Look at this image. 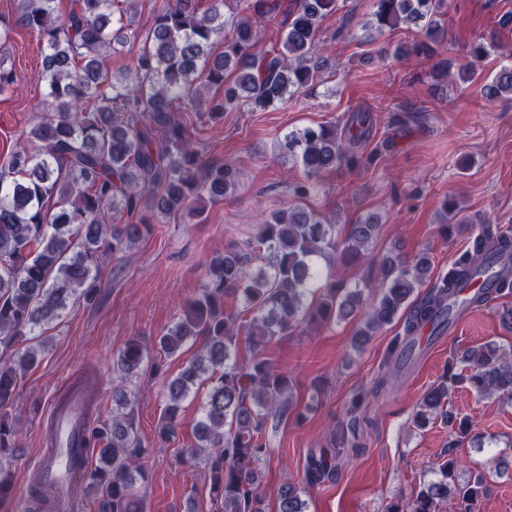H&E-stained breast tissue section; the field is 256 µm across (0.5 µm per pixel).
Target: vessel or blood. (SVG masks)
<instances>
[{
	"instance_id": "b4317fda",
	"label": "vessel or blood",
	"mask_w": 512,
	"mask_h": 512,
	"mask_svg": "<svg viewBox=\"0 0 512 512\" xmlns=\"http://www.w3.org/2000/svg\"><path fill=\"white\" fill-rule=\"evenodd\" d=\"M49 420L56 449L40 459L38 469L44 480L57 490L53 503L55 512H74L76 499L68 491L69 477L73 471L86 470L90 458L89 451L80 446V436L89 427L81 394L72 393L65 404L54 405Z\"/></svg>"
}]
</instances>
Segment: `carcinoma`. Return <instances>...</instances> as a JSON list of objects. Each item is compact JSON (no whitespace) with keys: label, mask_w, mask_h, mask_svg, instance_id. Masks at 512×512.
I'll use <instances>...</instances> for the list:
<instances>
[{"label":"carcinoma","mask_w":512,"mask_h":512,"mask_svg":"<svg viewBox=\"0 0 512 512\" xmlns=\"http://www.w3.org/2000/svg\"><path fill=\"white\" fill-rule=\"evenodd\" d=\"M56 0H21V20L45 49L47 115L30 131L27 148L16 150L7 174L0 173V410L18 393L20 373L34 364L37 351L28 342L44 325L77 303L93 304L101 293L100 269L110 253L122 252L149 233V224H116V215L140 210L148 197L159 212L182 211L193 217L197 204L233 194L237 169L214 163L199 174L201 163L185 126L171 113L199 96L202 86L223 89L211 106L217 117L248 106L266 110L305 88L317 87L324 60L319 56L321 24L338 10L339 0H295L286 33L269 49L258 48V27L274 9L270 0H165L143 38L133 66L117 78L104 58L118 51L132 29L135 0H74L65 19L55 14ZM448 0H373L369 26L382 31L401 24L421 27L432 42L445 35ZM224 54L212 57L215 41ZM493 52L506 53L497 39L473 41L460 78L475 80L480 63ZM490 98L512 97V65L492 83ZM376 118L356 107L339 121L289 132L277 144L281 158L293 161L304 179L293 194L305 197L326 171L357 162L359 151L374 137ZM379 225L361 216L339 225L298 206L273 212L258 235L224 249L208 266L207 283L172 326L159 337L160 356L150 373L163 377L166 404L156 439L144 441L134 417L125 381L141 373L148 357L138 339L129 340L113 359L119 382L112 389V419L93 426L85 447L98 463L81 473L75 495L89 493L98 512H145L140 488L148 483L140 460L169 441L180 424L182 404L195 386L207 385L197 424V443L180 460L204 462L210 499L216 512H265L257 491L258 464L266 453L267 423L288 414L292 384L276 371L261 350L276 337L292 335L302 325L351 317L362 308V292L347 288L324 272L320 261L348 264L360 260ZM373 303L353 336L362 350L384 326L404 316V336L389 352L393 366L411 363L420 351L417 333L429 327L441 333L464 309L480 308L512 291V236L490 228L471 237L470 248L438 274L421 298L416 290L431 273V259L420 254L409 264L392 252L377 265ZM485 286L465 296L477 279ZM242 299L238 313L224 311V297ZM203 346L174 378L165 360L191 341ZM251 351L239 358L241 346ZM466 373L427 389L415 414L419 427L442 418L459 437L471 434L469 419L448 413V385L467 383L479 395H496L512 403V360L494 344L466 349ZM73 387L87 400L89 417L97 415L95 382L90 375ZM352 422L333 432L331 445H350ZM21 430L0 416V461L20 453ZM335 449L330 458H313L305 483L319 485L336 476ZM25 512H46L53 499L39 473L31 476ZM487 486L482 476L461 483L456 461L443 460L435 478L420 485L409 501L391 503L386 512H442L448 499L457 512H476ZM304 490L291 482L278 488V512H306Z\"/></svg>","instance_id":"obj_1"}]
</instances>
